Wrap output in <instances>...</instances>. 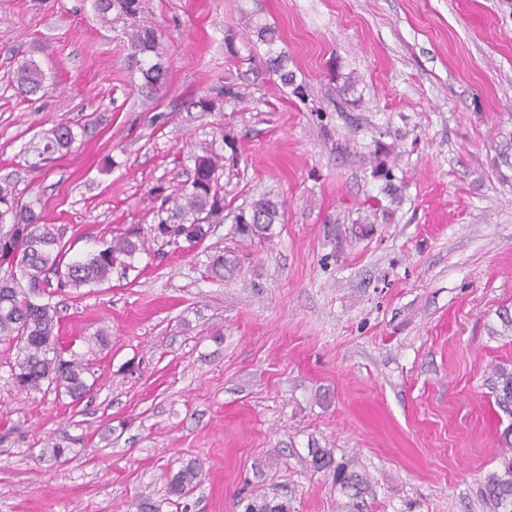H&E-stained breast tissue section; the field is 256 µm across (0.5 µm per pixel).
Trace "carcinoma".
<instances>
[{"label":"carcinoma","mask_w":512,"mask_h":512,"mask_svg":"<svg viewBox=\"0 0 512 512\" xmlns=\"http://www.w3.org/2000/svg\"><path fill=\"white\" fill-rule=\"evenodd\" d=\"M96 7L102 17L116 12L115 18H134L139 12L138 0H98ZM254 34L267 46V55L274 72L288 85L293 83L292 73L285 70V55L274 50L279 40L275 27L257 23ZM132 58L140 64L144 84L161 88L167 80V67L161 58L160 35L157 30L138 25L129 33ZM15 82L21 93L30 96L45 91V75L33 63L21 65ZM75 135L65 124L56 126L38 148V155H52L70 148ZM194 174L190 184L172 198L170 219L179 225L194 227L186 237L189 243L202 241L204 225L219 224L224 220V187L218 181L217 171L223 156L205 146L202 153L191 154ZM284 203L269 196H261L251 204L250 211L236 215L237 222L249 228L242 233L260 236L280 222ZM168 219V220H170ZM168 220L152 225L154 237L168 243H178L179 233L171 232ZM147 251L145 239L139 233H125L101 242L86 256L65 261L67 250L63 232L52 224L41 223V215L33 204H24L15 194L11 182H0V344L18 347V354L10 366L11 377L22 391L54 386L77 404L92 389L88 383L91 367L85 357L72 354L64 358L57 307L42 301L56 291L78 290L103 284L112 277L118 266L129 267L136 255ZM495 403L512 417V371H497ZM313 468L323 470L334 467L333 481L354 500L367 490L366 480L346 465H333L332 453L317 448L312 454ZM201 466L190 461L168 481V494L181 498L189 494L200 482ZM484 495L494 512H512V444L501 454L500 470L492 473ZM246 512H289L288 502L263 498L248 504Z\"/></svg>","instance_id":"carcinoma-1"}]
</instances>
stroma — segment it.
<instances>
[{"label": "stroma", "instance_id": "35a3bbf8", "mask_svg": "<svg viewBox=\"0 0 512 512\" xmlns=\"http://www.w3.org/2000/svg\"><path fill=\"white\" fill-rule=\"evenodd\" d=\"M137 19L163 37V89L143 87L124 22L95 0H0V180L75 259L148 233L191 154L230 136L225 219L52 296L65 347L93 354L79 404L18 390L0 345V512L143 496L161 512L265 497L354 512L314 448L367 477L363 512H492L481 488L512 423L494 398L496 367L512 369V0H140ZM26 61L46 76L37 101L12 84ZM227 82L241 98L220 96ZM60 123L70 149L35 160ZM264 194L281 222L239 235L234 215ZM219 255L233 275L212 273ZM56 444L68 461L41 459ZM191 460L202 483L167 499ZM257 40L267 46L266 54L269 56V62L272 64L273 71L279 74L280 80L285 84H293V75L291 72L285 70V55L278 52L275 56L274 46L279 40L277 31L274 26L268 23H257L254 26V31Z\"/></svg>", "mask_w": 512, "mask_h": 512}]
</instances>
